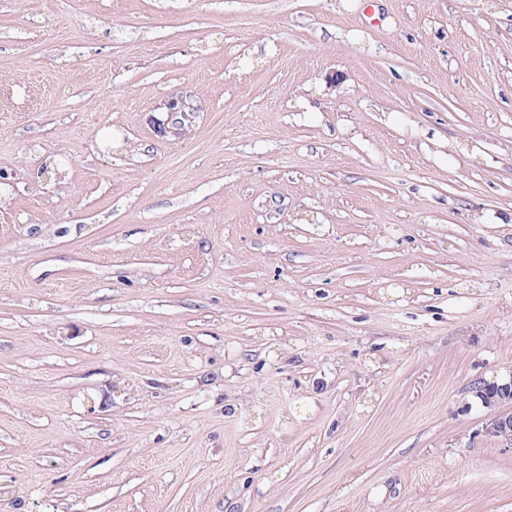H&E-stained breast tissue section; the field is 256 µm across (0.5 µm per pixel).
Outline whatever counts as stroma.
Here are the masks:
<instances>
[{
  "mask_svg": "<svg viewBox=\"0 0 512 512\" xmlns=\"http://www.w3.org/2000/svg\"><path fill=\"white\" fill-rule=\"evenodd\" d=\"M511 214L512 0H0V512H512ZM165 119L154 118L150 123L154 132L165 137L166 135H181L191 126L195 112H199V106L194 104L190 97L183 95L172 96L166 104ZM473 388L475 397L483 407L498 410L486 422L484 432L511 447L512 410L509 409V405L511 407L512 404V377L501 382H479L477 385L474 384Z\"/></svg>",
  "mask_w": 512,
  "mask_h": 512,
  "instance_id": "stroma-1",
  "label": "stroma"
}]
</instances>
